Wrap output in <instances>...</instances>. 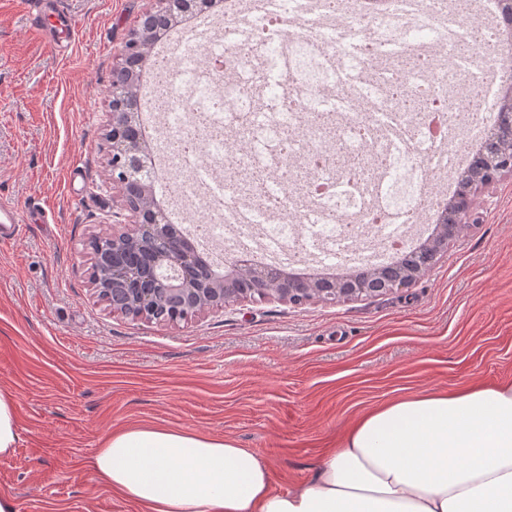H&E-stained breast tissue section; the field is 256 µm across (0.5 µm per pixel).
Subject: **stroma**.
I'll use <instances>...</instances> for the list:
<instances>
[{"label":"stroma","instance_id":"1","mask_svg":"<svg viewBox=\"0 0 512 512\" xmlns=\"http://www.w3.org/2000/svg\"><path fill=\"white\" fill-rule=\"evenodd\" d=\"M82 37L60 56L24 0H0V201L46 210L0 242V390L19 441L0 457L17 512H142L86 461L110 431L169 425L307 482L348 427L428 391L512 383V176L414 285L333 304L246 300L174 325L112 311L90 284L93 237L121 200L105 133L117 50L151 0H64Z\"/></svg>","mask_w":512,"mask_h":512}]
</instances>
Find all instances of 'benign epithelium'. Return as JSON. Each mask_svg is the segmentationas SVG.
Returning <instances> with one entry per match:
<instances>
[{
  "label": "benign epithelium",
  "mask_w": 512,
  "mask_h": 512,
  "mask_svg": "<svg viewBox=\"0 0 512 512\" xmlns=\"http://www.w3.org/2000/svg\"><path fill=\"white\" fill-rule=\"evenodd\" d=\"M213 0H153L140 14L118 48L113 72L124 86L112 87L111 118L105 142L112 167V185L126 212L123 229L90 241L91 283L112 310L135 320L171 325L206 311L222 310L244 299H277L300 305L334 303L407 288L448 253V245L477 223V196L504 174L512 175V156L494 148L458 174L464 190L441 206L436 233L421 252L398 260L399 268L375 269L362 278L299 277L285 270L257 268L243 261L210 271L192 243L154 199L156 166L152 143L139 125V94L127 97L126 86L140 83L141 67L161 33L187 16L204 14Z\"/></svg>",
  "instance_id": "1"
}]
</instances>
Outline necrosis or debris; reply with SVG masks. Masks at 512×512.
<instances>
[{
	"mask_svg": "<svg viewBox=\"0 0 512 512\" xmlns=\"http://www.w3.org/2000/svg\"><path fill=\"white\" fill-rule=\"evenodd\" d=\"M483 29L478 49L461 61L456 53L473 27L443 0H388L381 13L366 0H346L341 15L327 0H274L268 9L225 16L224 87L191 81L164 95L166 140L196 146L216 167L227 154L222 132L230 115H260L241 132L249 149L225 175L223 206L208 210L200 227L205 244L222 257L246 247L270 261L318 263L332 253L345 263L378 262L408 242L442 178L461 165L464 140L488 119L460 117L448 104L449 85L476 79L494 87L499 27L490 21ZM410 52L426 60L410 87L430 89L417 116L391 91L389 64ZM317 113L337 116L333 139L311 124ZM285 140L289 160L306 162L307 190L290 194L284 180L272 179L271 206L257 223H238V213L254 206L249 178L261 156ZM340 154L376 165L355 177L336 168Z\"/></svg>",
	"mask_w": 512,
	"mask_h": 512,
	"instance_id": "obj_1",
	"label": "necrosis or debris"
}]
</instances>
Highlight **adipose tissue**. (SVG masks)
Instances as JSON below:
<instances>
[{
    "label": "adipose tissue",
    "instance_id": "obj_1",
    "mask_svg": "<svg viewBox=\"0 0 512 512\" xmlns=\"http://www.w3.org/2000/svg\"><path fill=\"white\" fill-rule=\"evenodd\" d=\"M87 466L143 512H512V386L369 411L308 482L283 492L237 441L156 425L109 432Z\"/></svg>",
    "mask_w": 512,
    "mask_h": 512
}]
</instances>
